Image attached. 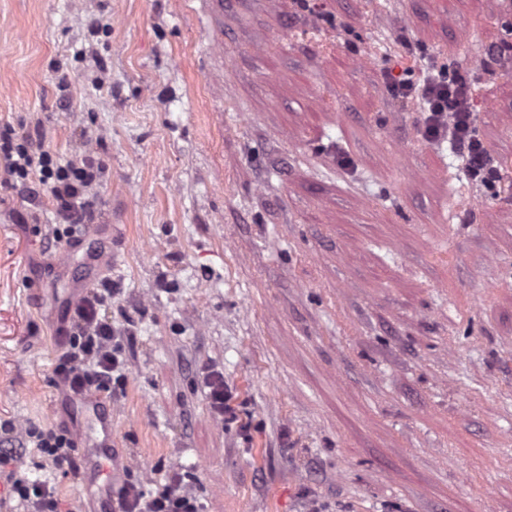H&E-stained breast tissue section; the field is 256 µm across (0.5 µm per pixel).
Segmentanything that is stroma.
Returning <instances> with one entry per match:
<instances>
[{
  "mask_svg": "<svg viewBox=\"0 0 512 512\" xmlns=\"http://www.w3.org/2000/svg\"><path fill=\"white\" fill-rule=\"evenodd\" d=\"M499 0H0V127L105 172L97 223L45 246L0 189V423L69 428L59 330L90 282L120 334L113 463L178 470L205 512H512V67ZM476 67L501 179L426 141L385 69ZM222 372L236 417L202 382ZM60 512L105 477L34 449Z\"/></svg>",
  "mask_w": 512,
  "mask_h": 512,
  "instance_id": "1",
  "label": "stroma"
}]
</instances>
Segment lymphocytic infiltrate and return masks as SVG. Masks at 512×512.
<instances>
[{
    "label": "lymphocytic infiltrate",
    "mask_w": 512,
    "mask_h": 512,
    "mask_svg": "<svg viewBox=\"0 0 512 512\" xmlns=\"http://www.w3.org/2000/svg\"><path fill=\"white\" fill-rule=\"evenodd\" d=\"M474 83L469 67L453 69L427 66L419 80L387 74L388 92L401 101L421 103V132L431 141H448L466 163L473 181L490 184L500 171L496 160L476 135L471 90ZM102 163L85 160L60 164L50 150L35 144L31 133L0 129V169L5 185L17 187L36 182L52 197L56 223L50 244L71 242L80 225L94 223L97 205L89 188L97 181ZM115 291L110 284L91 288L70 309L62 328V352L54 367V383L69 399L83 400L110 392L114 375L124 373L125 359L115 331L100 311ZM29 443L56 468L77 471V442L64 428H26ZM0 480L24 512H58L52 487L31 482L18 474V453L0 448ZM112 512H203L201 502L181 473L170 472L152 490L128 482L112 499Z\"/></svg>",
    "instance_id": "1"
}]
</instances>
